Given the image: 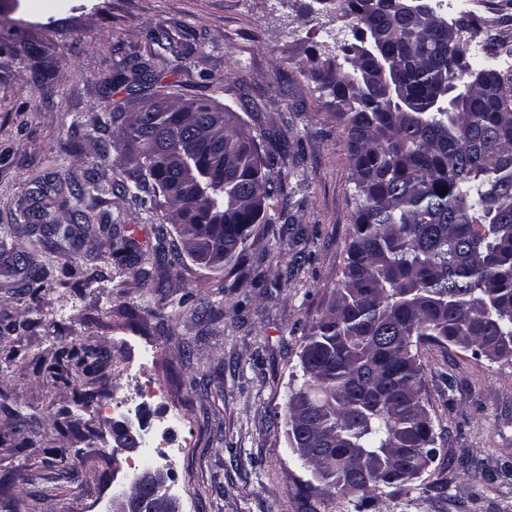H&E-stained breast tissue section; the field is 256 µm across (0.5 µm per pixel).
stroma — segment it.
<instances>
[{
  "mask_svg": "<svg viewBox=\"0 0 512 512\" xmlns=\"http://www.w3.org/2000/svg\"><path fill=\"white\" fill-rule=\"evenodd\" d=\"M308 2L0 0V321L17 325L0 333V356L49 358L66 343L103 354L96 371L73 366L63 381L21 362L0 368V512H111L113 494L153 463L147 441L158 434L177 453L167 486L181 512H512V360L421 347L441 453L407 488L365 502L313 491L292 452L286 405L303 382V334L340 284L355 210L344 128L304 64L341 55L356 25L310 20ZM471 12L481 43L469 62L483 43L512 44V0H442L438 14L453 23ZM132 54L149 59L158 89L244 110L255 136L285 138L289 213L307 239L298 273L286 272L295 248L275 223L249 247L248 275L225 290L223 274L187 256L167 271L146 261L148 282L129 278L97 234L73 253L88 286L28 293L10 248L25 212L62 225L78 210L105 213L144 249L160 229L178 241L158 209L117 185L130 165L103 124L144 98L110 83ZM57 178L85 195L39 198V184ZM170 302V318H157ZM201 306L216 316L198 320ZM148 389L156 399L140 401ZM87 390L94 402L77 404ZM124 420L143 439L133 453L112 440ZM55 448L69 449L65 462Z\"/></svg>",
  "mask_w": 512,
  "mask_h": 512,
  "instance_id": "stroma-1",
  "label": "stroma"
}]
</instances>
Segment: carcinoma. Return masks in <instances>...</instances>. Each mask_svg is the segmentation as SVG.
Returning a JSON list of instances; mask_svg holds the SVG:
<instances>
[{
	"label": "carcinoma",
	"instance_id": "carcinoma-1",
	"mask_svg": "<svg viewBox=\"0 0 512 512\" xmlns=\"http://www.w3.org/2000/svg\"><path fill=\"white\" fill-rule=\"evenodd\" d=\"M310 4L312 20L351 17L377 44H357L344 62L309 56L305 66L332 97L347 131L356 208L340 287L304 335L305 381L288 399L286 427L293 452L312 467L311 490L371 498L384 487L419 478L440 455L423 400L422 344L474 348L490 360L512 358V71L472 67L467 46L444 19L423 25L406 0ZM155 80L136 55L111 83L127 89ZM112 137L135 163L132 199L164 210L185 253L198 262L218 256L213 272L245 273L248 241L266 210L289 198L278 168L281 147L261 153L238 113L202 117L195 166L207 184L175 167L185 149V113L112 111ZM447 194H441V191ZM111 232L82 211L62 228L44 224L47 249ZM109 255L147 280L142 252L130 236L110 237ZM26 271L35 296L50 272ZM14 349L5 364L24 361ZM29 360V359H27ZM93 371L94 348L63 346L52 360H29L36 372L63 378V361Z\"/></svg>",
	"mask_w": 512,
	"mask_h": 512
}]
</instances>
